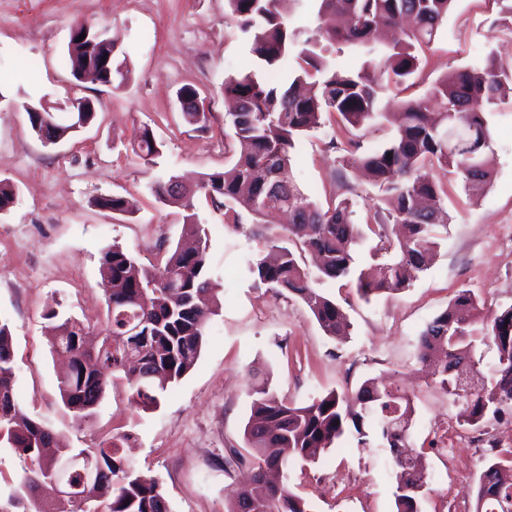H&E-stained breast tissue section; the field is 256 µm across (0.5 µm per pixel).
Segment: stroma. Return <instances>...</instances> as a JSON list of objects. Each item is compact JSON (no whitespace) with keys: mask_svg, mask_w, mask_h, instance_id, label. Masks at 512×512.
<instances>
[{"mask_svg":"<svg viewBox=\"0 0 512 512\" xmlns=\"http://www.w3.org/2000/svg\"><path fill=\"white\" fill-rule=\"evenodd\" d=\"M503 19L491 0H454L420 53L413 96L480 53L512 71ZM79 23L115 40V61L130 69L125 86L72 76L63 56ZM255 66L248 43L233 33L225 0H0V179L17 188L13 206L0 213V323L13 336L15 397L29 415L49 418L69 447L124 435L122 454L159 479L171 512H224L240 473L225 472L222 459L226 449L244 446L251 380L268 379L281 398L305 404L333 390L355 391L369 377H390L415 404L409 437L429 475L421 512H473L468 490L487 466V443L512 450V418L478 431L463 424L452 397L421 371L416 350L425 324L458 290L480 296L486 313L512 306V97L486 115L493 183L474 199L454 183L429 269L408 287L367 301L355 289L322 283L349 316L345 340L325 336L298 298L275 294L247 273L248 259L263 248L250 217L225 225L223 212L199 199L195 213L218 312L194 368L152 410L136 409L122 380L84 423L61 404L62 363L48 343L47 312L98 332L106 323L103 254L116 245L146 265L163 260L158 244L179 239L184 212L157 202L150 187L170 172L192 182L231 163L222 84ZM187 84L198 89L206 113L197 125L184 120L177 98ZM88 98L97 111L85 129L49 147L32 132L26 106L46 99L64 116ZM146 127L162 144L153 166L132 151ZM335 136L332 122L308 133L292 161L295 182L322 204L342 192L338 154L329 146ZM112 194L127 198L132 212L95 205ZM292 483L316 512L394 509L389 449L378 442L359 447L351 429L317 463L296 467Z\"/></svg>","mask_w":512,"mask_h":512,"instance_id":"stroma-1","label":"stroma"}]
</instances>
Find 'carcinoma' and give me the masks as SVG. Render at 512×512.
<instances>
[{
	"mask_svg": "<svg viewBox=\"0 0 512 512\" xmlns=\"http://www.w3.org/2000/svg\"><path fill=\"white\" fill-rule=\"evenodd\" d=\"M229 13L267 71L224 80L225 137L241 146L233 166L205 174L195 187L178 184L175 175L156 179L155 197L166 205L193 208L196 195L218 211L224 221L239 226L241 213L256 220L253 236L269 253L247 263L248 272L266 288L291 294L311 312L325 335L336 337L348 328L343 307L317 285L323 281H353L359 294L398 291L429 268L446 227L448 186L433 171L445 168L448 181L460 180L471 191L492 181L484 155L491 146L485 112L512 95V72L495 69L491 58H477L440 79L426 98L398 102L400 124L396 137L373 150H360L354 132L367 131L381 111L380 94L391 85L399 92L411 88L409 79L420 67L418 48L430 44L447 18L453 0H321V9L336 14V26L321 38H308L288 68V51L298 32L288 24L293 0H226ZM94 35L85 24L72 30L66 63L75 78L86 68L87 40ZM359 53L361 64L348 69L338 62L345 51ZM334 118L339 137L330 146L342 150L338 180L347 185V172L363 169L381 192L384 206L374 212L379 239L366 270L356 263L364 235L355 220L356 200L340 197L324 208L310 199L291 177L297 142ZM161 143L143 129L133 152L149 163L159 156ZM95 204L115 213L128 212L126 200L101 196ZM164 262L145 266L119 246L106 251L102 270L112 283L107 295V322L93 350L85 345V324L70 316L52 320L49 344L71 354L68 372L59 378L64 407L77 423L91 417L114 377L121 374L137 408L157 407L168 386L196 364L204 342L211 308L197 303L212 291L207 241L196 214L184 216L176 245L161 242ZM493 345L496 361L483 374L476 338ZM421 363H437L440 385L460 406L459 417L477 425L487 417L512 416V306L482 315L469 289H461L448 307L429 321L417 347ZM465 362L473 383L448 373V360ZM14 350L7 325L0 324V447L22 455L26 467L9 494L20 512H169L162 486L142 474L120 453L119 436L103 440L94 450L67 448L51 424L33 419L13 393ZM250 415L244 426L247 453L232 448L224 469L249 463L248 482L240 485L225 512H314L312 504L289 483L295 463L319 461L346 428L357 444L379 438L390 449L407 448L406 431L414 409L412 398L383 377L364 380L351 396L336 391L296 406L279 397L266 380L251 383ZM55 444L57 455L68 459L79 452L91 458L96 479H84V466L67 472L73 498L63 502L39 498L52 477V459L42 448ZM493 459L469 489L474 512H512V459ZM397 471L396 512H420L428 481L417 454H392Z\"/></svg>",
	"mask_w": 512,
	"mask_h": 512,
	"instance_id": "carcinoma-1",
	"label": "carcinoma"
}]
</instances>
